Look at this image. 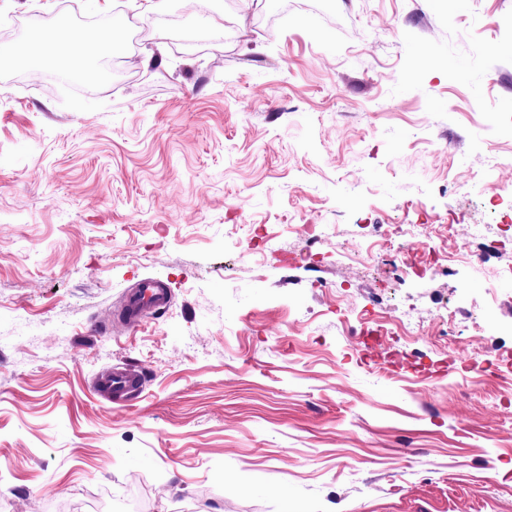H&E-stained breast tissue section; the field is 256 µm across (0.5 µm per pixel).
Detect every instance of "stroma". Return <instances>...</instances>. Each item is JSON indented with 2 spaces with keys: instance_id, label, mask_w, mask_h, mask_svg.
Listing matches in <instances>:
<instances>
[{
  "instance_id": "obj_1",
  "label": "stroma",
  "mask_w": 512,
  "mask_h": 512,
  "mask_svg": "<svg viewBox=\"0 0 512 512\" xmlns=\"http://www.w3.org/2000/svg\"><path fill=\"white\" fill-rule=\"evenodd\" d=\"M10 0L0 8V500L15 512H512V381L423 346L424 369L349 350L336 297L456 305L463 276L407 287L392 255H321L326 285L285 283L290 224L357 230L338 192L375 190L374 224L489 223L493 103L512 100V0ZM138 23L91 87L24 60L49 37ZM239 224L276 252L225 247ZM169 308L113 319L135 283ZM310 311L295 321L288 305ZM143 373L132 402L94 388ZM143 375L128 366H115L99 373L94 379L97 392L110 402H125L142 391Z\"/></svg>"
}]
</instances>
